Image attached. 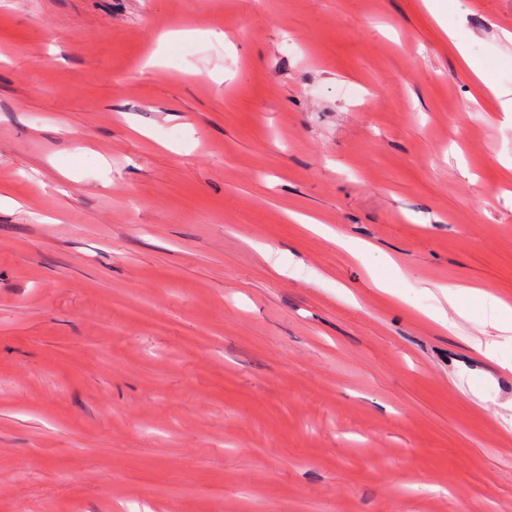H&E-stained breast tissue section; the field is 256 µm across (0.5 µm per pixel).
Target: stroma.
Masks as SVG:
<instances>
[{"instance_id": "1", "label": "stroma", "mask_w": 512, "mask_h": 512, "mask_svg": "<svg viewBox=\"0 0 512 512\" xmlns=\"http://www.w3.org/2000/svg\"><path fill=\"white\" fill-rule=\"evenodd\" d=\"M510 33L0 0V512H512V341L435 320L512 299V112L459 62L512 90ZM437 288L440 289V294L448 304V308L460 318L465 317V312L460 306L461 297L468 296L482 300L490 298L494 302L496 309V323L491 325L492 328L499 332L512 333V307L506 302L489 296L484 290L461 284L448 283L446 286H438Z\"/></svg>"}]
</instances>
